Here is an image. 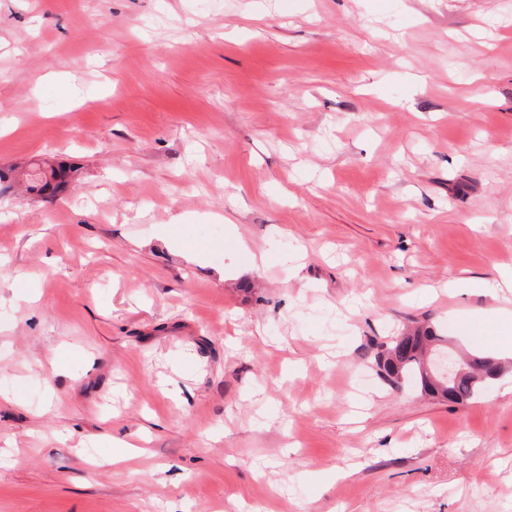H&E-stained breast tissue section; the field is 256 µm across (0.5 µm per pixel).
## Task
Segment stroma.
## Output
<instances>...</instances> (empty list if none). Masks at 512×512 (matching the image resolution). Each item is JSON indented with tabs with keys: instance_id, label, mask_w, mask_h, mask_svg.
I'll list each match as a JSON object with an SVG mask.
<instances>
[{
	"instance_id": "stroma-1",
	"label": "stroma",
	"mask_w": 512,
	"mask_h": 512,
	"mask_svg": "<svg viewBox=\"0 0 512 512\" xmlns=\"http://www.w3.org/2000/svg\"><path fill=\"white\" fill-rule=\"evenodd\" d=\"M0 512H512V0H0ZM181 221L179 243L158 238ZM138 448L110 460L112 443ZM63 177L64 170H56L55 168H50V170L32 168L24 173L26 189L38 195H45L52 188L49 193L51 195L57 189L60 182L56 185H53V183L58 180L61 181ZM442 342H447V338L439 335L432 326L419 327L413 334L397 336L389 343L382 344L376 354V364L394 387L401 386L411 378L417 382L422 393L423 390L428 392L425 395L448 400V385L455 383L467 368L451 353L439 354L433 360L432 367L448 385L438 390L435 384L426 383L424 371L428 346L433 343L434 349H437ZM469 355L474 360L473 369L459 384H453L455 388L452 391L454 397L451 400L453 402L462 403L472 399L487 382L496 379L502 371L501 363L489 355L481 353H470Z\"/></svg>"
}]
</instances>
